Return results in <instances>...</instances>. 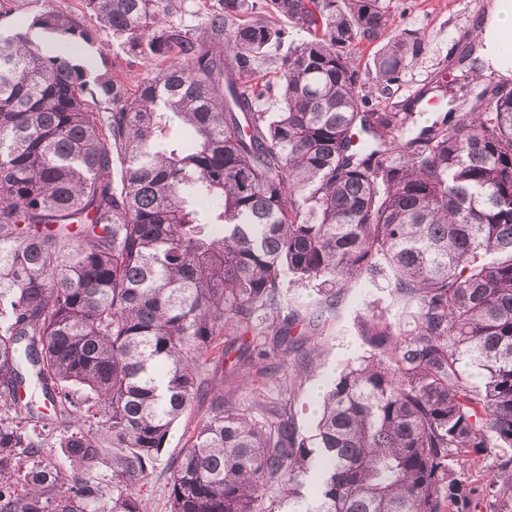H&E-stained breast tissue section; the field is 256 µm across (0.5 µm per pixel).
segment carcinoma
Segmentation results:
<instances>
[{
	"label": "carcinoma",
	"instance_id": "cac0c4a2",
	"mask_svg": "<svg viewBox=\"0 0 512 512\" xmlns=\"http://www.w3.org/2000/svg\"><path fill=\"white\" fill-rule=\"evenodd\" d=\"M218 2L194 30L173 20L185 0H82L153 60L132 91L35 41H94L69 13L0 37V512H143L87 478L105 447L146 474L206 395L218 337L262 336L257 358L305 369L297 328L355 285L401 313L364 315L369 351L327 387L315 433L214 395L170 462L171 512H512V89L488 83L467 112L439 101L429 125L424 92L371 112L360 46H379L386 95L421 47L391 34V0ZM291 28L307 39L273 87L259 66ZM29 380L48 412L22 403Z\"/></svg>",
	"mask_w": 512,
	"mask_h": 512
}]
</instances>
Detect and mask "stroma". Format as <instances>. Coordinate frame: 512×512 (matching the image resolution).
<instances>
[{
    "mask_svg": "<svg viewBox=\"0 0 512 512\" xmlns=\"http://www.w3.org/2000/svg\"><path fill=\"white\" fill-rule=\"evenodd\" d=\"M490 0H393L394 33L407 30L419 33L421 50L405 70L398 90L391 102L402 106L419 92L433 88L438 77H446L448 109L468 111L478 90L471 77L458 75L457 63L461 49L469 45L478 18ZM49 8L75 16H84L81 0H0V33L10 34L16 26ZM95 73L119 74L128 86H136L142 78L154 76L150 60L129 56L119 39L106 32H98L94 43L86 49ZM389 306L398 313L387 292L373 288H351L345 291L335 312L319 332L308 335V346L316 353L308 371L297 368L293 359L277 361L274 370H267L265 361H240L235 355L223 354L225 346L236 344L233 336L222 337L221 351L211 355L202 370L212 391L224 394L226 402L250 417L272 419L283 407H291L296 428L305 434L313 433L314 410L318 400L340 367L368 350L360 329V320L370 303ZM208 403L198 401L175 423L161 455L148 475L131 479H116L111 465L100 466L94 480L109 485L121 482L127 490L136 493L145 512H171L167 483L169 462L191 440L198 425L208 418Z\"/></svg>",
    "mask_w": 512,
    "mask_h": 512,
    "instance_id": "35a3bbf8",
    "label": "stroma"
}]
</instances>
